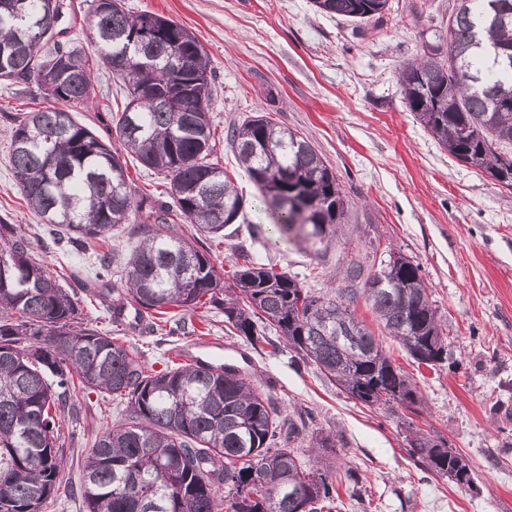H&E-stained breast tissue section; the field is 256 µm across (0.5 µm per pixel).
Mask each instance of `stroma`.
Here are the masks:
<instances>
[{"mask_svg": "<svg viewBox=\"0 0 512 512\" xmlns=\"http://www.w3.org/2000/svg\"><path fill=\"white\" fill-rule=\"evenodd\" d=\"M454 3L389 0L382 22L357 24L317 11L313 0H123L130 13H157L192 31L210 60L214 157L248 203L236 232L211 246L219 271L246 255L325 295L344 287L353 259L369 272L394 248L421 266L444 333L441 363L414 362L365 300L355 304L356 316L415 384L419 403L411 412L352 398L279 337L252 348L214 308L186 312L197 328L190 335L128 328L117 336L157 370L189 346L197 360L236 366L260 386L272 382L283 414L306 422V435L294 443L301 458L314 457L310 433H330L338 470L356 472L363 499L340 487L343 512H512V189L450 155L409 112L398 83L400 66L447 30ZM92 5L63 0L55 27L61 44L95 53ZM93 86L72 116L109 141L112 114L125 103L123 82L100 68ZM42 105L36 85L0 80V224L17 225L76 290L84 326L107 330L112 300L91 296L92 266L55 243L13 176V123ZM256 113L300 132L339 178L348 209L326 250H300L261 222L255 187L237 166L229 136ZM75 401L81 414L65 430V466L40 512H83L81 461L101 429L126 418L108 395L79 393ZM416 431L444 438L464 456L473 487L417 463L409 454Z\"/></svg>", "mask_w": 512, "mask_h": 512, "instance_id": "1", "label": "stroma"}]
</instances>
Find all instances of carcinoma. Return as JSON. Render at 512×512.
<instances>
[{
  "label": "carcinoma",
  "mask_w": 512,
  "mask_h": 512,
  "mask_svg": "<svg viewBox=\"0 0 512 512\" xmlns=\"http://www.w3.org/2000/svg\"><path fill=\"white\" fill-rule=\"evenodd\" d=\"M0 0V44L16 49L0 79L35 82L65 105L35 109L11 130V164L28 207L56 227L57 241L84 249L138 213L171 221L170 207L133 188L122 153L170 177L169 197L192 224V238L138 227L142 241L124 262L112 304V329L79 325V298L31 255L27 237L0 224V512H39L63 464L60 423L81 390L112 394L127 420L99 432L83 464L85 512H322L335 508L336 484L360 494L356 473L310 466L292 447L304 424L281 415L267 389L230 365L149 369L112 332L128 311L143 333L159 331L168 310L208 304L249 345L278 333L367 405H416L413 382L395 365L351 306L364 298L379 324L413 359H443L445 345L413 258L393 249L379 269L348 263V286L317 296L287 273L244 260L223 281L194 244L224 238L244 216L245 199L211 156L209 61L197 37L162 15L129 14L121 0H95L91 21L97 59L112 69L132 39L160 31L153 60L129 61L118 74L127 104L114 120L121 150L74 121L70 108L93 93V66L81 48L52 41L60 0ZM322 13L362 23L388 0H313ZM409 111L455 158L512 189V0H456L448 35L398 72ZM235 159L257 187L279 234L329 243L345 223L347 202L336 174L298 132L267 115L231 129ZM410 454L460 486L475 474L448 442L424 434Z\"/></svg>",
  "instance_id": "obj_1"
}]
</instances>
